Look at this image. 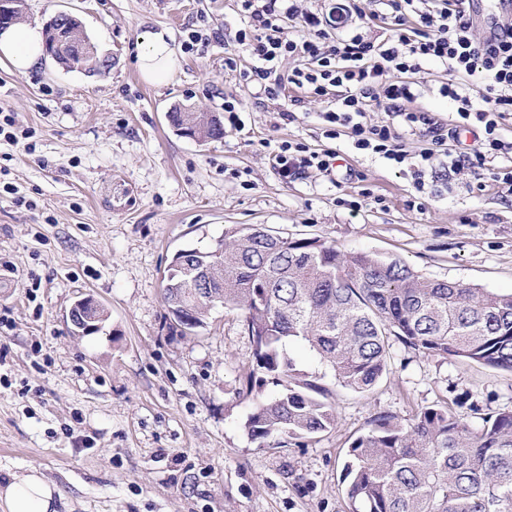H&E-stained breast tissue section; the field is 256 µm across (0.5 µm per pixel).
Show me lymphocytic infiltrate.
Returning a JSON list of instances; mask_svg holds the SVG:
<instances>
[{
    "mask_svg": "<svg viewBox=\"0 0 512 512\" xmlns=\"http://www.w3.org/2000/svg\"><path fill=\"white\" fill-rule=\"evenodd\" d=\"M249 29L239 30L238 43L251 46V74L267 97H279L285 88L313 96L335 94L333 109L324 112L326 138L348 132L355 149L395 165H409L415 189L439 156L451 171L479 173L492 167L493 178L512 196V143L502 137V122L512 113V22L499 26L494 36H478L470 0H347L342 11L353 26L330 37L318 18L300 11L293 0H239ZM299 20L300 33L287 31L284 22ZM383 20L387 36L380 41L363 35L362 25ZM298 66L282 73L284 59ZM427 61L448 68V80L439 93L456 106V118L444 122L435 113L414 106L417 90L411 78ZM473 78L471 89L459 76ZM382 108L385 120L372 121V108ZM419 133L428 146L412 154L401 141V129ZM472 134L476 146L462 149L463 134ZM333 151L306 152L302 145L282 144L274 155L284 177L305 168L330 173Z\"/></svg>",
    "mask_w": 512,
    "mask_h": 512,
    "instance_id": "f902f5d3",
    "label": "lymphocytic infiltrate"
}]
</instances>
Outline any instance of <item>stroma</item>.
Here are the masks:
<instances>
[{
	"instance_id": "stroma-1",
	"label": "stroma",
	"mask_w": 512,
	"mask_h": 512,
	"mask_svg": "<svg viewBox=\"0 0 512 512\" xmlns=\"http://www.w3.org/2000/svg\"><path fill=\"white\" fill-rule=\"evenodd\" d=\"M63 10L108 67L88 76L47 57L23 75L0 62V105L31 133L0 141V483L37 469L59 491L57 512H348L342 468L372 416L441 404L475 425L512 409L511 371L398 347L368 393L336 388L335 427L304 446L252 441L253 340L242 313L220 307L206 329L174 328L163 286L177 251L262 224L511 293L512 196L490 173L440 164L416 193L409 173L348 135L324 137L329 98L263 97L235 40L237 0H23L22 21ZM200 29L208 44L184 50ZM161 31L178 66L154 85L136 54ZM447 79L444 65L425 64L416 107L451 119L437 92ZM231 98L244 104L233 117ZM179 107L218 114L223 140L182 136L168 118ZM288 141L338 152L332 173L283 178L274 152ZM87 294L109 318L76 336L66 315Z\"/></svg>"
}]
</instances>
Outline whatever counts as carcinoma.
I'll return each mask as SVG.
<instances>
[{
	"label": "carcinoma",
	"mask_w": 512,
	"mask_h": 512,
	"mask_svg": "<svg viewBox=\"0 0 512 512\" xmlns=\"http://www.w3.org/2000/svg\"><path fill=\"white\" fill-rule=\"evenodd\" d=\"M69 33L67 21L44 29L45 53ZM261 224L233 225L187 263L211 268L219 306L239 311L255 343L256 366L278 387L258 397L245 422L261 447L309 440L336 424L330 390L297 364L301 342L339 385L375 387L394 344L418 354L464 359L512 371V294L425 277L371 253H345L317 237H271ZM182 271L165 280L172 320L202 329L212 301L193 295ZM194 314L189 325L185 318ZM349 512H512V410L474 428L446 406L402 421L380 413L348 448Z\"/></svg>",
	"instance_id": "obj_1"
}]
</instances>
